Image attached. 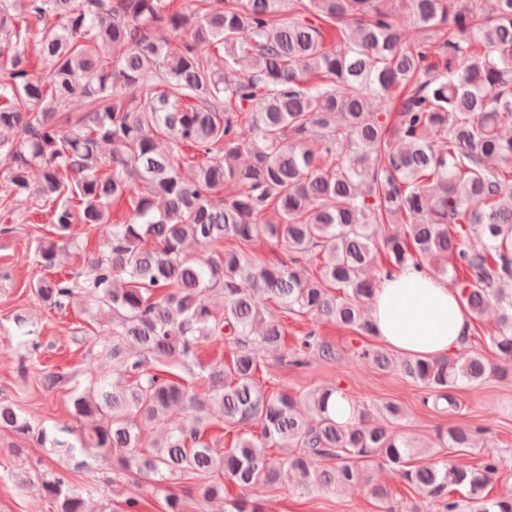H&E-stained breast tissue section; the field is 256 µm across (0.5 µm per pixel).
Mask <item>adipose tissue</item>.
Here are the masks:
<instances>
[{"label":"adipose tissue","instance_id":"1","mask_svg":"<svg viewBox=\"0 0 512 512\" xmlns=\"http://www.w3.org/2000/svg\"><path fill=\"white\" fill-rule=\"evenodd\" d=\"M371 313L381 341L421 358L449 357L466 343L471 328L468 309L447 281L412 267L380 283Z\"/></svg>","mask_w":512,"mask_h":512}]
</instances>
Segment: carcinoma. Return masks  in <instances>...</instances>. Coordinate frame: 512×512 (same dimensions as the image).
I'll list each match as a JSON object with an SVG mask.
<instances>
[{
  "label": "carcinoma",
  "mask_w": 512,
  "mask_h": 512,
  "mask_svg": "<svg viewBox=\"0 0 512 512\" xmlns=\"http://www.w3.org/2000/svg\"><path fill=\"white\" fill-rule=\"evenodd\" d=\"M389 2L0 0V36L14 42L0 78L9 198L48 209L54 228L29 259L50 270L68 248L87 249L76 225L107 227L86 270L40 278L31 290L60 312L83 295L89 309L112 315L85 356L119 363L128 378L117 388L93 376L82 388L75 374L51 371L43 387L70 393L77 426L63 437L0 401L1 429L60 458L80 454L144 479L164 495L165 512H184L174 490L181 480L205 502L232 483L241 494L230 512H263L247 496L258 485L320 495L363 484L383 506L390 493L373 482L374 462L441 512H512V496L485 493L512 467L507 457L415 466L410 460L430 455L431 445L395 429L399 404L383 403L372 420L352 403L340 422L335 398L344 393L336 387L270 394L256 382L258 344L301 368L311 356L336 359L321 321L376 336L368 273L381 254V275L424 266L458 286L473 319L495 309L488 346L512 362V135L502 134L512 130V0L463 8L408 0L428 32L414 45L403 42ZM162 24L179 38L172 51L150 34ZM327 27L336 30L334 47ZM33 34L41 73L30 68ZM211 47L224 51L226 69H248L224 79ZM77 98L87 111L61 123ZM124 197L132 217L110 222ZM270 212L276 220L265 219ZM392 224L405 225L406 236L392 234ZM259 237L284 245L288 260H256L248 247ZM188 242L229 246L193 257ZM312 255L319 265L310 271L303 261ZM258 292L283 318L255 304ZM290 315L315 322L291 346ZM13 322L27 337L21 358L37 356L41 343L26 316ZM221 343L233 347L231 362L203 361L202 348ZM356 355L424 387V402L441 413L458 408L457 389L498 374L479 354L397 359L363 345ZM159 419L168 422L165 437L143 447ZM218 419L243 427L228 448L206 438ZM486 432L452 426L440 446L463 451ZM274 447L288 448V457L269 458ZM13 476L56 512H90L92 489L75 484L65 465L47 472L24 463Z\"/></svg>",
  "instance_id": "1"
}]
</instances>
